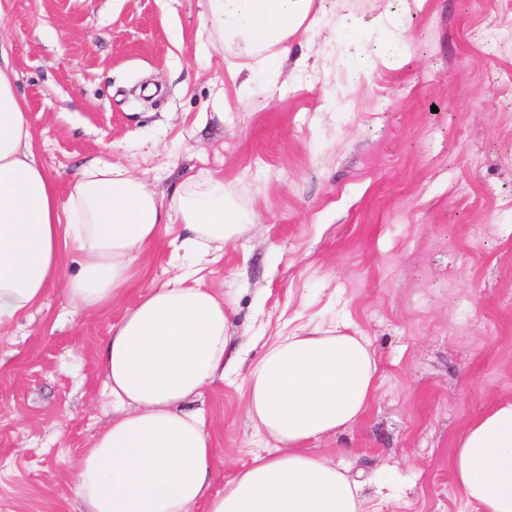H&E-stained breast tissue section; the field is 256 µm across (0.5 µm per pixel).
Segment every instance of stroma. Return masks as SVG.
<instances>
[{"mask_svg": "<svg viewBox=\"0 0 512 512\" xmlns=\"http://www.w3.org/2000/svg\"><path fill=\"white\" fill-rule=\"evenodd\" d=\"M405 10L408 52L339 58L340 27ZM207 0H0V51L36 161L67 198L97 159L158 194L208 175L255 216L200 265L220 288L235 373L202 410L226 479L271 450L244 409L270 340L348 324L379 387L346 430L308 445L364 483L369 512H475L449 460L465 426L512 399V0H314L270 91L242 95L240 58ZM165 225L147 274L109 309L62 287L0 332V512H82L72 466L112 417L96 349L124 308L164 285Z\"/></svg>", "mask_w": 512, "mask_h": 512, "instance_id": "1", "label": "stroma"}]
</instances>
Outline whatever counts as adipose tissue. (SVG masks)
Returning <instances> with one entry per match:
<instances>
[{"label": "adipose tissue", "mask_w": 512, "mask_h": 512, "mask_svg": "<svg viewBox=\"0 0 512 512\" xmlns=\"http://www.w3.org/2000/svg\"><path fill=\"white\" fill-rule=\"evenodd\" d=\"M207 23L224 45L254 59L259 76L241 89L275 84L271 50L319 19L313 0H207ZM0 66V328L62 285L73 313L109 308L163 225L179 217L170 246L192 261L245 232L253 216L226 197L223 179L193 181L163 198L145 181L97 160L81 170L67 201L32 152L33 131ZM74 270L65 273V259ZM189 271L126 308L97 353L112 395V420L74 467L84 512H364L360 484L305 446L356 422L379 376L366 340L314 328L271 344L252 368L245 410L277 445L254 455L215 490L217 450L187 401L233 373L239 361L230 308L214 289L189 288ZM455 484L477 512H512V401L469 423L451 458Z\"/></svg>", "instance_id": "ef3b65f1"}]
</instances>
